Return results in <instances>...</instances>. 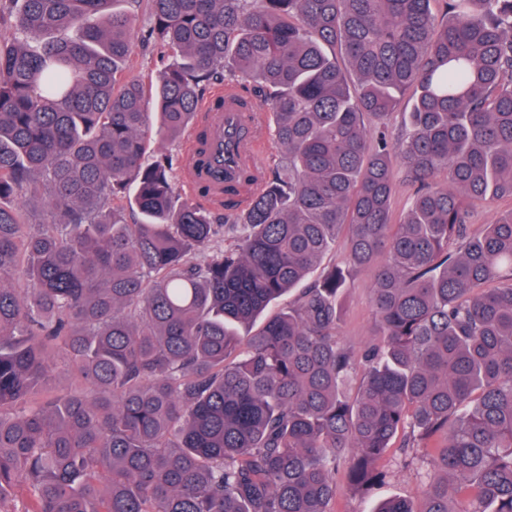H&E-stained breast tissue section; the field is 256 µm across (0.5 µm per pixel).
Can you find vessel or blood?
<instances>
[{"label":"vessel or blood","mask_w":512,"mask_h":512,"mask_svg":"<svg viewBox=\"0 0 512 512\" xmlns=\"http://www.w3.org/2000/svg\"><path fill=\"white\" fill-rule=\"evenodd\" d=\"M216 98L221 105L207 114L205 142L193 146L190 161L191 182L207 186L215 203L224 195L225 177L256 165L252 152L243 150L237 139L238 131L249 123V112L240 106L233 90L217 92Z\"/></svg>","instance_id":"vessel-or-blood-1"}]
</instances>
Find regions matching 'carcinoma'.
<instances>
[{
    "instance_id": "carcinoma-1",
    "label": "carcinoma",
    "mask_w": 512,
    "mask_h": 512,
    "mask_svg": "<svg viewBox=\"0 0 512 512\" xmlns=\"http://www.w3.org/2000/svg\"><path fill=\"white\" fill-rule=\"evenodd\" d=\"M430 2L149 0L172 60L124 82L138 0H0V512H332L339 463L367 490L397 437L436 442L424 497L374 512H512V208L469 228L512 200V0ZM240 75L277 172L215 211L150 143ZM396 165L420 190L395 224ZM342 233L345 267L237 332ZM372 265L352 397L338 297ZM58 351L77 382L45 398ZM510 205L512 202L507 199L476 202L471 212L470 230L473 233H479L484 224H490L499 211L507 209Z\"/></svg>"
}]
</instances>
